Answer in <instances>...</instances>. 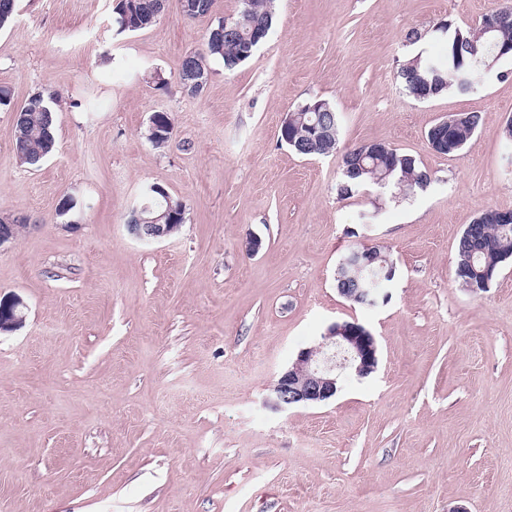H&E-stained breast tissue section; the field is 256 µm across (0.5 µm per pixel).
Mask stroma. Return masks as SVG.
Returning a JSON list of instances; mask_svg holds the SVG:
<instances>
[{
	"label": "stroma",
	"instance_id": "stroma-1",
	"mask_svg": "<svg viewBox=\"0 0 512 512\" xmlns=\"http://www.w3.org/2000/svg\"><path fill=\"white\" fill-rule=\"evenodd\" d=\"M500 2L274 0L254 56L211 60L190 96L181 59L240 0L194 20L167 0L123 35L118 0H17L0 84L14 107L36 93L60 106L36 168L0 110V218H29L0 250V299L26 305L0 334V512H512V258L485 292L454 281L463 230L512 211V57L466 95L419 101L397 77L419 50L446 53L437 25ZM312 99L340 116L327 156L279 138ZM156 112L174 120L165 149L146 138ZM460 112L479 114L476 132L433 152L428 129ZM372 141L416 156L430 186L339 199L342 149ZM148 184L186 206L152 244L126 228ZM356 243L396 265L374 308L336 288ZM335 322L375 336L376 371L329 402L272 407L279 373Z\"/></svg>",
	"mask_w": 512,
	"mask_h": 512
}]
</instances>
